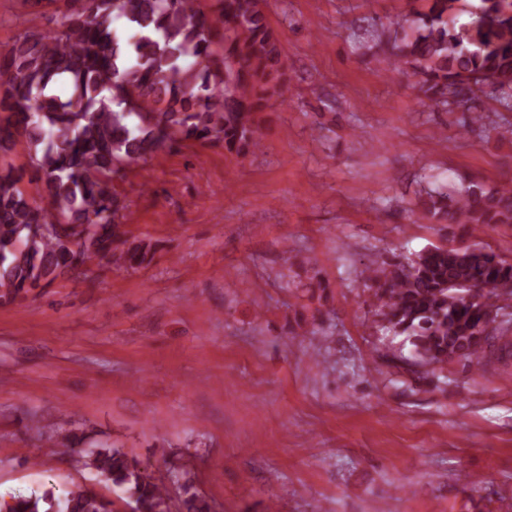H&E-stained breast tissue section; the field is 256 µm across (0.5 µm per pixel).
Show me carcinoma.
<instances>
[{
  "label": "carcinoma",
  "instance_id": "1",
  "mask_svg": "<svg viewBox=\"0 0 512 512\" xmlns=\"http://www.w3.org/2000/svg\"><path fill=\"white\" fill-rule=\"evenodd\" d=\"M54 32L28 28L0 50V300L94 263L147 266L152 244L127 245L115 181L147 154L183 141L220 143L245 155L260 147L258 112L290 92L279 40L263 0H64ZM458 0H428L412 32L397 21L369 34L392 64L412 66L435 102L463 103L487 89L512 111V0H479L459 23ZM26 144L28 165L6 161ZM42 183L40 198L26 184ZM421 213L473 232L512 224V190L468 184L427 194ZM66 224L77 251L39 227ZM376 328L403 336L414 365L479 360L507 328L493 304L512 299V261L483 247L432 245L407 262L366 268ZM66 447L98 482L123 490L133 512H213L190 479L177 506L165 480L144 474L120 449ZM11 512H109L81 487L19 497Z\"/></svg>",
  "mask_w": 512,
  "mask_h": 512
}]
</instances>
